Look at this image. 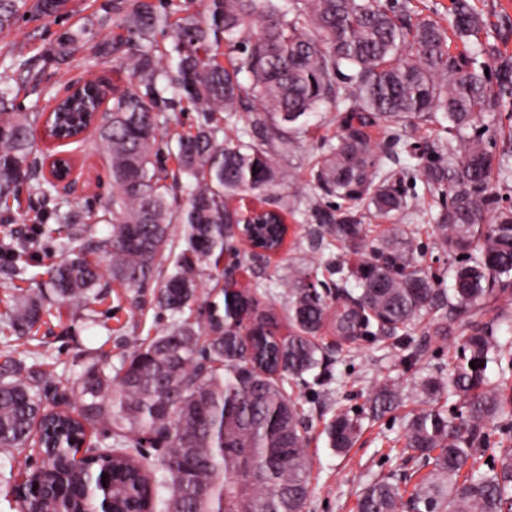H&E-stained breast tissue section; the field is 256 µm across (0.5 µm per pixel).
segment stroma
<instances>
[{
	"label": "stroma",
	"instance_id": "1",
	"mask_svg": "<svg viewBox=\"0 0 512 512\" xmlns=\"http://www.w3.org/2000/svg\"><path fill=\"white\" fill-rule=\"evenodd\" d=\"M468 2L482 17L483 35L488 42L502 55L512 56V0ZM98 8L97 0H69L62 15L19 19L12 33L0 38V65L10 64L12 56L18 54L45 58L58 34L87 23ZM87 55V49H80L70 66L63 69L47 61L44 91L20 92L14 101L15 110L49 112L54 103L49 86L89 71L107 76L115 84H127L128 73L119 59L89 70L85 67ZM343 111V106L327 103L317 113L304 117L297 146L283 164L287 180L303 191L302 198L291 201L285 216L288 235L279 253L258 261L246 260L242 269L244 280L258 278L268 284L269 292L262 297V306L281 309V293L289 268L302 267L316 277L321 273L320 263L329 255L321 242V228L309 217L307 206L313 194V160L320 155L324 142L335 139ZM74 160L78 189L69 196L73 209L100 207L112 196V181L105 161L90 149L75 154ZM10 208L11 222L0 220V242L10 238L32 242L28 278L22 286L42 290L46 267L62 259L65 252L59 241L38 234L36 225L30 223L26 196H19ZM133 296V290L113 286L106 302L95 305L89 314L67 304H52L51 315L36 341L11 340L0 333V361L8 356L26 362L41 357L52 383L75 375L84 362L97 357L120 365L133 340L153 338L171 322L169 315L158 309H134ZM455 343V337L442 340L427 335L420 327L397 340L363 341L355 352L347 354L337 351L334 336L324 335L322 372L327 384L307 392L301 399L310 460L305 512H355L357 495L367 484L390 473L400 475L410 471V464L396 456L394 449L399 445L408 417L423 407L415 385L430 372L450 368ZM389 382L398 384L401 390V407L380 420L364 421L362 434L347 452L329 448L324 433L328 422L341 411L353 414L366 411L370 390Z\"/></svg>",
	"mask_w": 512,
	"mask_h": 512
}]
</instances>
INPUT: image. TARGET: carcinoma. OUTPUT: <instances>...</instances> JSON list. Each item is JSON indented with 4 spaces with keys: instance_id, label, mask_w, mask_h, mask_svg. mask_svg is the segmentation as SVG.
<instances>
[{
    "instance_id": "obj_1",
    "label": "carcinoma",
    "mask_w": 512,
    "mask_h": 512,
    "mask_svg": "<svg viewBox=\"0 0 512 512\" xmlns=\"http://www.w3.org/2000/svg\"><path fill=\"white\" fill-rule=\"evenodd\" d=\"M68 0H0V35L27 15L57 16ZM112 22L125 36L97 39L95 27ZM483 26L466 0H455L452 34L437 24L405 21L399 3L380 0H104L90 23L56 38L52 60L69 65L80 46L98 64L121 59L133 87L104 82L84 85L60 100L48 117L11 112V97L43 82V67L21 54L0 71V204L21 186L54 204L57 235L69 255L46 271L54 300L78 308L103 296L113 283L141 290L154 285L151 303L172 323L149 342H137L117 368L101 359L65 379L48 394L43 363L7 357L0 363V450L12 460L36 445L34 425L43 422L52 454L30 473L29 500L18 512H95L86 495L88 473L107 475L112 512L151 508L155 465L142 449L150 435L163 449L160 485L166 512H304L309 460L300 397L293 390L321 384L323 332L346 349L372 337L407 336L430 317L432 335L457 333L448 378L417 383L426 408L413 414L399 455L417 464L411 492L394 474L378 478L357 497L356 512H512V438L490 443L483 430L501 424L512 432L505 391L512 381V344L477 319L484 304H504L512 320V205L503 204L508 163H493L491 123L512 98V59L490 45L467 42ZM228 48L227 64L217 61ZM484 55L492 63L478 61ZM187 102L198 113L195 131L159 142L167 113ZM326 102L342 103L340 133L326 142L314 164V188L336 198L339 214L314 204L323 233L343 246L324 268L334 288L295 271L283 307L291 333L278 339L275 316L256 312L261 280L231 296L214 292L206 321H191L211 257L224 254L234 225L253 224L255 246H280L288 213L280 160L294 147L297 122ZM103 111L94 123L88 113ZM224 114L223 118L216 114ZM442 115L447 136L435 142L417 133ZM81 145L89 127L94 149L107 162L112 198L101 209L78 212L31 158L35 133ZM234 137L219 140L224 127ZM382 126L391 154L419 151L417 168L387 166L367 129ZM174 152L177 168L162 173L161 148ZM420 181L438 207L436 248L458 258L451 285L420 266L412 231L397 225L369 239L359 210L390 220L409 210L407 182ZM186 197L174 209L170 193ZM251 196L267 209L251 218L226 207ZM183 225L184 247L161 271L158 257L173 251L172 224ZM109 234L95 237V226ZM3 265L25 272L24 241L0 244ZM102 252L108 264L89 259ZM46 296L20 294L5 324L19 339L37 334L48 314ZM248 313L246 339L234 319ZM464 315L467 320H459ZM78 408L54 412L48 399ZM453 398V406L446 400ZM393 383L371 390L369 410H396ZM359 415L341 412L326 426L338 452L352 446ZM89 433L111 440L86 464L72 463L70 440ZM491 461H486V458ZM488 470H482V466Z\"/></svg>"
}]
</instances>
